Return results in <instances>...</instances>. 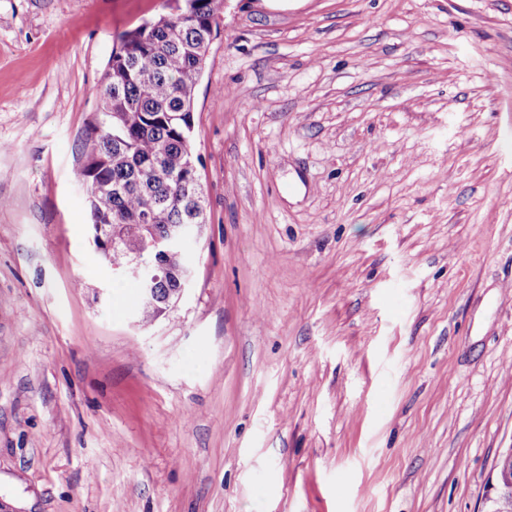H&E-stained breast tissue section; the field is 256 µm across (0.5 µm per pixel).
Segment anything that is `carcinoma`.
<instances>
[{"mask_svg": "<svg viewBox=\"0 0 512 512\" xmlns=\"http://www.w3.org/2000/svg\"><path fill=\"white\" fill-rule=\"evenodd\" d=\"M223 0H190V13L167 12L148 28L119 35L107 71L95 90L97 112L87 129L86 186L96 255L109 266L127 264L138 250L130 233L112 243V228L146 222L157 234L173 224L207 223L196 166L188 164L197 86L209 51L212 27ZM183 257L167 261L155 284L157 299L143 304L148 323L171 306Z\"/></svg>", "mask_w": 512, "mask_h": 512, "instance_id": "obj_1", "label": "carcinoma"}]
</instances>
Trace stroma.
<instances>
[{
    "label": "stroma",
    "instance_id": "obj_1",
    "mask_svg": "<svg viewBox=\"0 0 512 512\" xmlns=\"http://www.w3.org/2000/svg\"><path fill=\"white\" fill-rule=\"evenodd\" d=\"M164 0H0V504L488 512L512 448V0H224L190 289L139 322L83 136Z\"/></svg>",
    "mask_w": 512,
    "mask_h": 512
}]
</instances>
